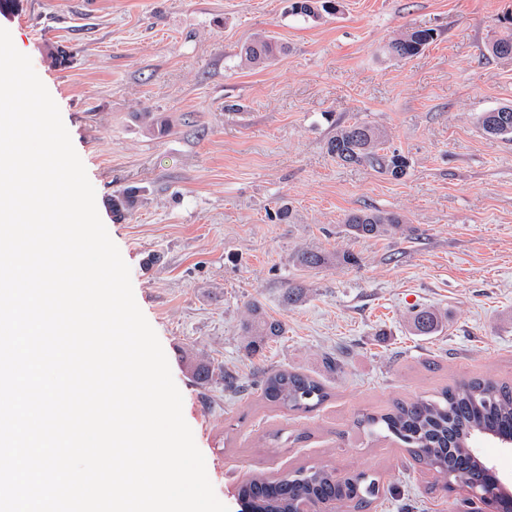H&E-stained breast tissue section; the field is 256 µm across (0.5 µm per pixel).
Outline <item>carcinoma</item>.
Listing matches in <instances>:
<instances>
[{"instance_id":"carcinoma-1","label":"carcinoma","mask_w":512,"mask_h":512,"mask_svg":"<svg viewBox=\"0 0 512 512\" xmlns=\"http://www.w3.org/2000/svg\"><path fill=\"white\" fill-rule=\"evenodd\" d=\"M309 0H293L292 11L302 17L317 19L327 10L325 0L315 9ZM504 32L492 39L488 51L500 56V50L512 49V14L501 20ZM433 40L428 29L405 31L388 44L397 51V58L407 59L421 51ZM281 51L271 37L259 34L240 49L239 57L248 64H264ZM478 123L492 136L512 140V106H501L480 114ZM387 134L364 121H356L336 130L328 142V152L336 161L349 166H369L400 179L406 175L408 160L397 149L387 146ZM404 220L394 213L360 209L349 213L344 224L357 238H380L402 228ZM300 265L316 269L334 261L353 263L351 255H330L321 250L302 249L297 253ZM250 317L243 324L247 348L257 353L271 340L282 336L281 321L264 315L255 304L249 307ZM418 332L433 335L442 328L443 319L430 310L414 317ZM185 370L200 386L214 379L211 363L203 357H191ZM262 399L271 405L292 412H310L330 398L326 385L308 374L271 368L260 373ZM358 426L369 437H393L405 444L414 460L434 470L445 480V487L459 484L497 491V479L484 460L473 453L471 445L477 438L495 437L499 442H512V385L490 378L463 380L445 388L432 397L410 402H398L381 415L367 414ZM377 479L357 473L344 480L326 466H312L289 472L275 480L254 477L240 485L238 499L248 512H295L303 499L342 502L360 499L366 505L377 496Z\"/></svg>"}]
</instances>
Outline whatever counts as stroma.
<instances>
[{
	"label": "stroma",
	"mask_w": 512,
	"mask_h": 512,
	"mask_svg": "<svg viewBox=\"0 0 512 512\" xmlns=\"http://www.w3.org/2000/svg\"><path fill=\"white\" fill-rule=\"evenodd\" d=\"M291 2L21 0L0 27L59 102L229 512L252 475L320 465L378 480L381 499L363 512H466L465 492L356 421L463 379L512 382V141L477 122L512 105V58L487 50L512 0H335L309 21ZM411 29L434 39L389 55ZM258 34L283 50L244 64L240 48ZM148 112L168 132H148ZM357 120L407 157L402 179L328 153ZM127 192L132 205L113 212ZM363 208L405 225L354 237L344 217ZM304 248L359 263L309 270L296 261ZM290 282L306 287L292 305ZM251 302L286 328L259 356L244 348ZM416 308L442 312L441 332L412 334ZM191 353L245 392L194 384ZM328 354L340 372L325 371ZM270 366L322 378L329 399L306 413L266 404L253 379ZM431 32L432 31L428 29L405 31L388 44V52L391 54L392 49H395L397 51L395 58H410L433 40ZM415 36H417L418 39H415Z\"/></svg>",
	"instance_id": "35a3bbf8"
}]
</instances>
